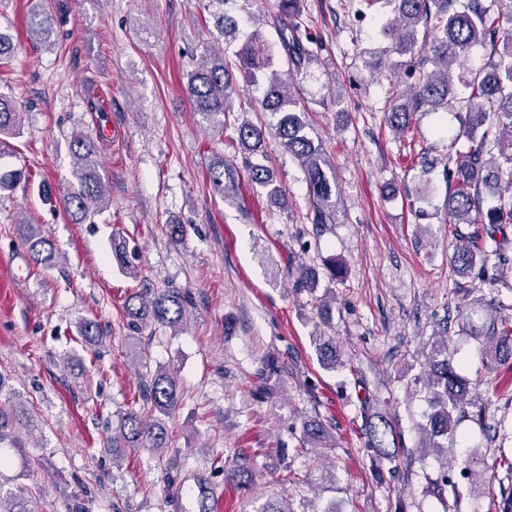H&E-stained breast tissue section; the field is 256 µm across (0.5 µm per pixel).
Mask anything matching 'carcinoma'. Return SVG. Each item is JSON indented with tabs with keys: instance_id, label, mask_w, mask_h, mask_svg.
Returning <instances> with one entry per match:
<instances>
[{
	"instance_id": "cac0c4a2",
	"label": "carcinoma",
	"mask_w": 512,
	"mask_h": 512,
	"mask_svg": "<svg viewBox=\"0 0 512 512\" xmlns=\"http://www.w3.org/2000/svg\"><path fill=\"white\" fill-rule=\"evenodd\" d=\"M249 0H209L213 11V41L195 69L188 74L185 93L194 111L214 132L224 134V117L231 111L229 99L236 79L245 83L263 82L260 105L280 115L276 136L288 154L303 168L311 200V223L316 228L336 223V201L327 169L330 161L321 142L307 132L305 109L299 107L291 90V74H308L316 54L311 36L301 37L299 0H282V17L274 21L278 42L261 31L259 17L245 18ZM397 15L395 24L383 31L394 52L409 57L407 77L414 79L409 93L395 100L387 113L391 129L401 133L409 128L419 112L448 111L454 84V65L474 46L489 50L487 61L469 74L466 86L470 94L460 109L459 128L448 133L441 125L438 133L449 141L447 163L443 169L448 185L446 208L451 224H475L476 230L458 235L451 256L454 273H477L491 287L512 272V0H390ZM55 11L36 9L28 18L29 41L43 46L54 33ZM239 43L230 59L224 46ZM287 69H282V65ZM22 106L0 95V156L5 154V138L15 135L21 122ZM266 128L243 121L237 128V141L247 153L262 151ZM497 151H492V148ZM69 150L75 161V186L62 199V208L79 224L91 211L108 206L104 177L97 161V146L88 135L74 134ZM251 183L272 198L284 196L283 187L272 168L260 162L249 164ZM209 181L213 190L224 194V161L211 165ZM506 186H501V183ZM492 241L495 249L486 254L483 243ZM22 243L32 261L51 270L57 266L52 242L36 224L26 225ZM188 295L167 290L153 295H133L125 306L132 324L156 322L173 330L186 321ZM461 327L473 329L481 341L482 356L496 363L512 360V312L494 296L481 295L457 311ZM438 331L423 344V370L411 384L423 393L425 408L416 422L418 439L414 447L404 444L396 418L379 408V402H364L361 432L365 450L377 470L396 471L401 457L419 455L423 462L432 456L438 462L436 477L425 476V496L442 501L453 498L455 512H462V501L472 494V486L484 482L478 470L477 454L465 451L469 436L461 424L469 421L488 428L486 403L470 396V382L460 374L462 366L451 360L448 316L437 323ZM77 328L86 343L99 345L103 334L99 324L82 318ZM316 350L323 367L336 370L341 358L336 342L318 336ZM142 372L143 407L126 411L119 432L107 441V447L143 448L160 457L166 452L168 430L165 422L148 417L159 412L168 417L179 405L177 379L166 370L139 363ZM23 414L14 408L0 407V447L21 448L14 435ZM497 429V426L490 427ZM303 443L310 448H333L336 438L327 423L315 417L303 422ZM197 512H213L208 504L212 492L207 480L199 477ZM0 512H38L30 505L24 488L0 490Z\"/></svg>"
}]
</instances>
